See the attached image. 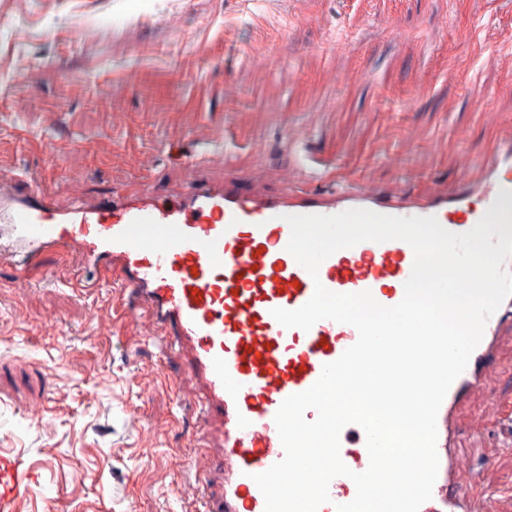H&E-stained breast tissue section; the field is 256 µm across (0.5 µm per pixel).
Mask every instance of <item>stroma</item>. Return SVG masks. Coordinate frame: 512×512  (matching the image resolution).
I'll use <instances>...</instances> for the list:
<instances>
[{"label":"stroma","mask_w":512,"mask_h":512,"mask_svg":"<svg viewBox=\"0 0 512 512\" xmlns=\"http://www.w3.org/2000/svg\"><path fill=\"white\" fill-rule=\"evenodd\" d=\"M84 26L92 42L77 40ZM256 50L267 75L249 67ZM510 53L512 0H0V169L42 173L63 205L252 170L267 191L287 170L305 189L307 152L349 181L455 185L459 158L479 165L512 125ZM332 69L339 82L325 80ZM131 73L133 91L112 96ZM229 79L241 86L230 102ZM295 123L307 146L289 139ZM414 126L440 133L434 155L404 146ZM46 268L23 284L0 267V449L37 476L16 512H188L203 480L188 460L207 456L211 436L179 385L183 360L153 340L149 315L114 321L109 291L88 290L63 254ZM498 363L457 413L472 443L461 478L491 488L512 486V451L476 415L512 397L510 336Z\"/></svg>","instance_id":"obj_1"}]
</instances>
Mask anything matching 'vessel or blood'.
<instances>
[{"label": "vessel or blood", "instance_id": "vessel-or-blood-1", "mask_svg": "<svg viewBox=\"0 0 512 512\" xmlns=\"http://www.w3.org/2000/svg\"><path fill=\"white\" fill-rule=\"evenodd\" d=\"M407 145L433 154L437 139L419 128L405 130ZM468 177L456 188L429 180L408 195L362 177L344 192L294 189L293 172L277 193L259 187L260 172L199 180L182 192L148 196L134 191L59 207L39 186L17 189L18 177L0 172V266L22 272L41 269L47 253H63L92 267L97 281L117 285L149 314L160 340L182 350L184 381L200 391L199 411L217 422L222 440L210 469L223 476L215 512H265L254 474L284 456L274 417L288 396L310 388L324 364L337 360L357 338L348 324L324 319L310 330L284 328L275 308L296 309L315 283L335 293L371 292L381 305L404 297L414 252L404 241H366L342 249L310 276L287 252L292 215H336L368 209L394 217H436L446 230H472L490 206L512 198V128L478 168L460 159ZM512 334V296L487 320L483 337L464 372L448 391L437 416L439 470L432 497L419 512H485L477 484L462 485L458 407L482 388L497 366L496 349ZM349 442L341 459L351 471L369 465L364 430L341 432ZM34 475L23 455L0 453V512H14ZM329 502L318 512H336L351 502L356 486L335 477Z\"/></svg>", "mask_w": 512, "mask_h": 512}]
</instances>
